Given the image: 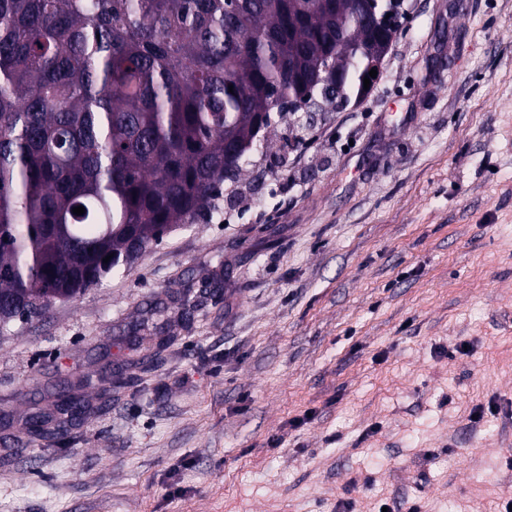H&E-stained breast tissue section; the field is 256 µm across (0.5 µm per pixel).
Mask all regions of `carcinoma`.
Listing matches in <instances>:
<instances>
[{"label": "carcinoma", "mask_w": 512, "mask_h": 512, "mask_svg": "<svg viewBox=\"0 0 512 512\" xmlns=\"http://www.w3.org/2000/svg\"><path fill=\"white\" fill-rule=\"evenodd\" d=\"M397 4L0 0V310L40 314L192 223L317 69L361 96ZM83 408L66 395L58 429Z\"/></svg>", "instance_id": "carcinoma-1"}]
</instances>
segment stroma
<instances>
[{"label":"stroma","mask_w":512,"mask_h":512,"mask_svg":"<svg viewBox=\"0 0 512 512\" xmlns=\"http://www.w3.org/2000/svg\"><path fill=\"white\" fill-rule=\"evenodd\" d=\"M400 13L366 100L272 113L210 210L0 326V512L512 497V0Z\"/></svg>","instance_id":"obj_1"}]
</instances>
